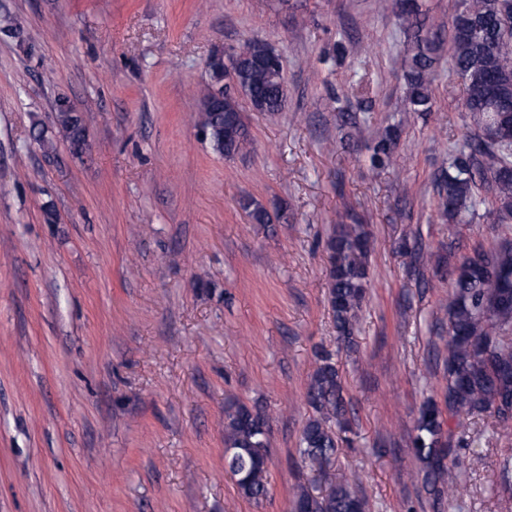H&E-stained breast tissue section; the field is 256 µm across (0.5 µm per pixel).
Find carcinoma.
<instances>
[{"mask_svg":"<svg viewBox=\"0 0 512 512\" xmlns=\"http://www.w3.org/2000/svg\"><path fill=\"white\" fill-rule=\"evenodd\" d=\"M505 0H460L448 22L449 34L427 28L417 0H394L405 19L411 46L406 61V107L430 112L434 107L432 72L440 55L448 59L463 93V107L474 132L453 156L448 171L436 178L440 218L464 224L476 206H485L489 224L512 223V29L504 20ZM270 45L251 39L231 48L232 63L224 101L212 102L211 89L200 98V125L208 130L213 148L226 156L241 152L250 133L241 119L238 98L257 112H279L287 98L281 65H263ZM55 123L74 154L85 127L73 107L55 106ZM397 128L375 133L370 163L385 169L393 162ZM491 201L478 198L484 185ZM252 220L271 224L273 218L259 203H243ZM330 287L328 302L336 331L353 334L368 279L366 259L370 233L351 211L340 217L328 241ZM467 272L451 279L448 296V359L446 371L448 415L462 410L489 413L507 431L512 427V244L462 259ZM313 416L305 425L299 454L303 462L324 475L345 436L343 386L332 354H318V365L307 387ZM413 450L422 464V483L435 499L453 493L458 474L450 459L458 443L443 430L442 411L427 403L415 427ZM268 438L264 419L244 406L227 412L224 425V462L240 492L258 502L267 493ZM294 504L300 512H370L368 499L345 483L324 496L300 487Z\"/></svg>","mask_w":512,"mask_h":512,"instance_id":"carcinoma-1","label":"carcinoma"}]
</instances>
